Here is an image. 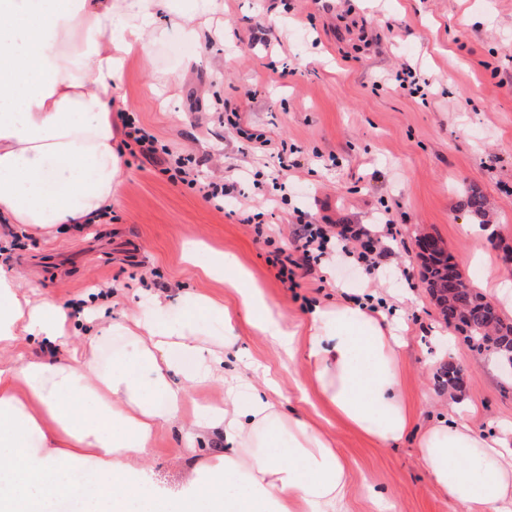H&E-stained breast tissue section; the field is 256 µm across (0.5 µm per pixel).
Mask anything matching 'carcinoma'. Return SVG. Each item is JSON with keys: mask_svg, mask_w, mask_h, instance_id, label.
<instances>
[{"mask_svg": "<svg viewBox=\"0 0 512 512\" xmlns=\"http://www.w3.org/2000/svg\"><path fill=\"white\" fill-rule=\"evenodd\" d=\"M464 206L474 216L483 218L488 210L487 198L470 190ZM422 279L448 325L464 335L472 350L494 360L506 372H512L507 349H512V322L505 321L489 306L486 298L457 271L449 255L440 252L422 263ZM461 379L457 371L443 364L437 374L438 386L457 388Z\"/></svg>", "mask_w": 512, "mask_h": 512, "instance_id": "carcinoma-1", "label": "carcinoma"}]
</instances>
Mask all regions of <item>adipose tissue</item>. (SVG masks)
Listing matches in <instances>:
<instances>
[{"mask_svg":"<svg viewBox=\"0 0 512 512\" xmlns=\"http://www.w3.org/2000/svg\"><path fill=\"white\" fill-rule=\"evenodd\" d=\"M173 0H0V223L34 238L93 224L125 187L118 154L114 91L126 59L148 48L153 24ZM204 275L234 271L250 326L289 362L301 364L338 422L385 447L415 419L399 380L402 341L393 318L369 299L314 304L305 325L275 317L234 256L211 254ZM22 274L0 266V347L22 335L46 341L51 359H0V512H55L92 463L97 490L82 512H349L350 478L328 437L289 416L278 387H257L226 371L238 341L229 307L212 297H181L187 321L173 328L171 306L131 311L103 323L120 336L102 369L94 340L76 344L68 313L32 297ZM223 324L205 338L204 320ZM220 379L224 406L198 409L191 388ZM463 399L419 440L420 459L440 492L466 512H512V423L480 435ZM222 433L223 455L194 473L178 496L163 497L140 478L163 427Z\"/></svg>","mask_w":512,"mask_h":512,"instance_id":"1","label":"adipose tissue"}]
</instances>
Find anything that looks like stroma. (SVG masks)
<instances>
[{
  "label": "stroma",
  "mask_w": 512,
  "mask_h": 512,
  "mask_svg": "<svg viewBox=\"0 0 512 512\" xmlns=\"http://www.w3.org/2000/svg\"><path fill=\"white\" fill-rule=\"evenodd\" d=\"M209 9L210 24L187 37L177 20L159 19L161 35L127 63L116 90L126 109L174 151L189 155L201 180H239L241 197L216 211L196 190L170 184L159 164L123 154L126 184L109 218L81 232L0 246V265L14 268L39 293L66 307L112 292L107 313L123 320L151 295L173 301L192 291L225 304L223 282L198 277L184 259L192 241L234 254L262 288L274 313L306 321L310 303H333L360 288L392 301L409 340L400 374L409 394H426L419 423L440 413L434 376L445 360L464 370L462 397L478 427L512 421V387L498 367L472 351L431 300L417 261L416 233L442 241L470 283L512 320V0H186ZM412 66L430 82L427 98L401 89L395 75ZM227 113H217L216 101ZM297 146L296 168L279 170L270 153L250 150L239 129ZM288 185L271 202L272 178ZM482 192L490 213L482 232L462 206L467 188ZM260 207L276 245L294 248L298 212L310 220L364 224L388 250L377 276L342 263L322 266L284 286L244 217ZM391 219L397 237L386 234ZM233 366L253 377L260 361L277 379L285 412L328 433L354 490L350 512H376L359 487L369 482L392 512H462L429 481L419 433L379 448L327 421L300 366L272 352L238 318ZM196 446L195 455L182 450ZM144 467L158 492L178 493L193 469L223 454L224 437L193 440L185 427L159 430Z\"/></svg>",
  "instance_id": "stroma-1"
}]
</instances>
